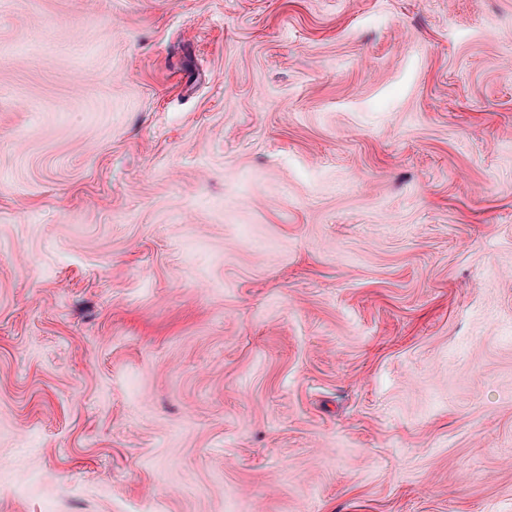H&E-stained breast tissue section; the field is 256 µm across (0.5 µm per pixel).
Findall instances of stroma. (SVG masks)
Wrapping results in <instances>:
<instances>
[{"mask_svg": "<svg viewBox=\"0 0 512 512\" xmlns=\"http://www.w3.org/2000/svg\"><path fill=\"white\" fill-rule=\"evenodd\" d=\"M0 512H512V0H0Z\"/></svg>", "mask_w": 512, "mask_h": 512, "instance_id": "35a3bbf8", "label": "stroma"}]
</instances>
